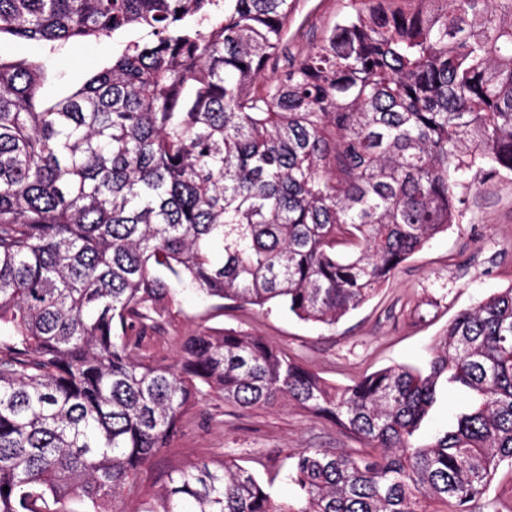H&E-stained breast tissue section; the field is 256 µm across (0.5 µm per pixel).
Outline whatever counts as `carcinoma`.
<instances>
[{"label": "carcinoma", "mask_w": 512, "mask_h": 512, "mask_svg": "<svg viewBox=\"0 0 512 512\" xmlns=\"http://www.w3.org/2000/svg\"><path fill=\"white\" fill-rule=\"evenodd\" d=\"M299 8L0 0V34L118 43L59 99L43 64L0 59V512H502L512 287L458 314L425 369L346 387L229 329L146 354L176 288L334 325L459 223L469 172H512V0H348L270 75ZM440 389L464 402L419 445ZM205 391L294 403L377 452L297 450L292 502L225 460L143 492Z\"/></svg>", "instance_id": "1"}]
</instances>
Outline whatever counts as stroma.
I'll use <instances>...</instances> for the list:
<instances>
[{
	"label": "stroma",
	"instance_id": "35a3bbf8",
	"mask_svg": "<svg viewBox=\"0 0 512 512\" xmlns=\"http://www.w3.org/2000/svg\"><path fill=\"white\" fill-rule=\"evenodd\" d=\"M298 32L288 42L295 55L331 27L345 0H300ZM112 38L78 42L48 54L44 47L10 36L0 38V58H26L46 65L44 92L57 97L81 86L93 66L109 61ZM462 217L401 264L387 284L360 309L329 326L299 320L269 306L228 307L223 301L176 291L168 338L157 357L175 355L192 332L234 329L263 337L336 386L390 366L425 367L435 340L460 312L512 287V174L477 177L459 188ZM298 448L366 454L364 440L326 418L292 405L240 408L216 394L203 398L185 418L170 448L140 475L144 491L158 489L171 466L226 459L248 469L275 500L293 499L286 478Z\"/></svg>",
	"mask_w": 512,
	"mask_h": 512
}]
</instances>
